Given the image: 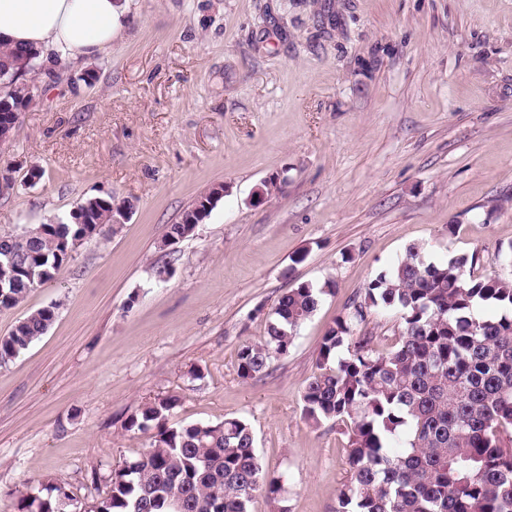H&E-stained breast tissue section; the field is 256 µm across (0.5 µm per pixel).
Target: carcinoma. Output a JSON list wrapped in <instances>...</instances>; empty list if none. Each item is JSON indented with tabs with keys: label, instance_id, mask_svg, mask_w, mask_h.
Here are the masks:
<instances>
[{
	"label": "carcinoma",
	"instance_id": "carcinoma-1",
	"mask_svg": "<svg viewBox=\"0 0 512 512\" xmlns=\"http://www.w3.org/2000/svg\"><path fill=\"white\" fill-rule=\"evenodd\" d=\"M39 53L0 44V116L11 122L31 102L18 80ZM112 198H88L68 221L0 233L17 258L0 262V308L25 301L73 259L75 242L112 231ZM193 224H172L171 249ZM476 255L428 262L412 244L392 268L378 273L359 299L326 330L318 372L303 395L306 419L347 426L350 478L338 490L336 512H512V280H477L467 271ZM326 288L300 283L275 305L266 339L237 354L243 380L266 373L288 355L297 329L317 311ZM495 305L496 316L476 310ZM377 311L397 315L399 341L380 354L356 327ZM56 306L39 308L0 336V366L39 340ZM179 398L142 406L125 421L148 436L143 452L114 469L93 512H249L256 494L279 505L281 478L265 472L250 423L168 425ZM74 501L62 482L19 498L11 512H66Z\"/></svg>",
	"mask_w": 512,
	"mask_h": 512
}]
</instances>
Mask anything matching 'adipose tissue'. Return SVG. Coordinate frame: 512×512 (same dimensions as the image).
Returning a JSON list of instances; mask_svg holds the SVG:
<instances>
[{
	"instance_id": "1",
	"label": "adipose tissue",
	"mask_w": 512,
	"mask_h": 512,
	"mask_svg": "<svg viewBox=\"0 0 512 512\" xmlns=\"http://www.w3.org/2000/svg\"><path fill=\"white\" fill-rule=\"evenodd\" d=\"M127 0H0V42L48 62L86 64L111 46Z\"/></svg>"
}]
</instances>
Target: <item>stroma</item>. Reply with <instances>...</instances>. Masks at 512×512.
<instances>
[{
  "instance_id": "1",
  "label": "stroma",
  "mask_w": 512,
  "mask_h": 512,
  "mask_svg": "<svg viewBox=\"0 0 512 512\" xmlns=\"http://www.w3.org/2000/svg\"><path fill=\"white\" fill-rule=\"evenodd\" d=\"M25 81L33 99L0 146V231L66 221L90 197L134 209L0 309L3 336L57 307L0 366V512L48 481L80 502L106 492L147 444L127 417L165 395L175 426L248 419L289 512H335L348 441L302 401L326 329L413 243L512 278L495 259L512 245V0H128L111 48ZM219 184L194 234L161 250ZM302 282L323 288L317 311L242 380L239 348ZM56 309V305L39 308L19 320L10 333L0 336V366L14 360L47 332Z\"/></svg>"
}]
</instances>
